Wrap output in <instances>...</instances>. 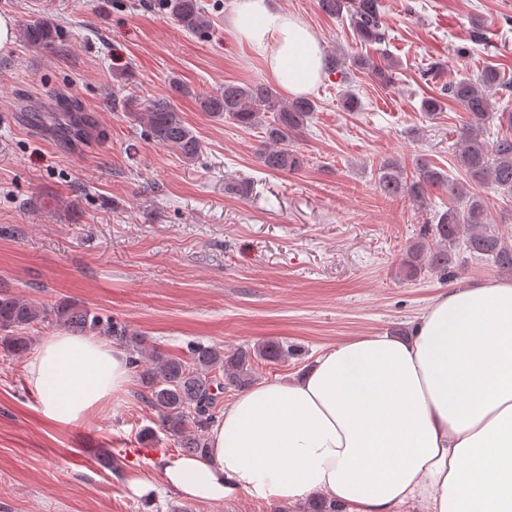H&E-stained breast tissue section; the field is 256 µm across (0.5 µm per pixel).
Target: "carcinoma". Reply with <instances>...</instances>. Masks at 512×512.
<instances>
[{"mask_svg":"<svg viewBox=\"0 0 512 512\" xmlns=\"http://www.w3.org/2000/svg\"><path fill=\"white\" fill-rule=\"evenodd\" d=\"M158 7L184 31L201 37L211 33L212 23L200 0H161ZM319 9L330 17L349 16L357 39L380 43L388 36L381 0H318ZM19 36L41 49L61 45V27L44 17L22 25ZM352 65L371 71L382 85L391 84L393 65L389 59L374 64L365 57L352 58ZM502 85L500 73L487 67L475 76H463L444 88V95L460 102L468 122L456 159L465 175L460 181L435 168L426 157L415 159L410 175L395 159L383 160L377 169L376 189L387 199L405 197L416 205L427 204L428 192L438 190L448 196V208L430 220L431 243L414 244L403 255L398 270L407 281L426 274L448 279L460 272L457 243L475 258L490 261L499 271L512 275V240L489 227L488 207L471 192L474 185L490 184L512 198V134L490 138L492 119L512 127L511 112L495 111L493 92ZM199 108L214 118L229 119L245 129L263 128L268 147L259 158L271 171L288 173L300 169L303 160L287 147L316 111L309 97L284 99L264 83L228 81L217 91L195 95ZM72 114L44 110L32 119L61 137L81 138L86 119L74 101H64ZM122 109L142 124L154 142L170 147L188 162L201 154V144L167 98L123 100ZM54 325L79 336L98 335L115 341L129 352V366L141 382L140 397L157 414V427L174 438L182 452L203 457L207 454L206 433L221 417L219 398L226 391L251 387L256 380L253 362L276 363L288 358V347L266 341L231 352L218 345H188L184 358L167 355L149 347L146 338L111 318L75 302L51 307L21 297L0 286V351L6 356H22L33 344L36 325ZM304 512H343V506L323 497L308 499Z\"/></svg>","mask_w":512,"mask_h":512,"instance_id":"obj_1","label":"carcinoma"}]
</instances>
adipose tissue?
<instances>
[{
  "instance_id": "adipose-tissue-1",
  "label": "adipose tissue",
  "mask_w": 512,
  "mask_h": 512,
  "mask_svg": "<svg viewBox=\"0 0 512 512\" xmlns=\"http://www.w3.org/2000/svg\"><path fill=\"white\" fill-rule=\"evenodd\" d=\"M228 27L290 96L319 84L318 34L273 0H232ZM25 375L42 418L71 426L125 394L130 369L123 348L59 331ZM207 438V458L162 467L163 485L194 502L242 491L288 503L319 494L350 512L414 497L431 512H512V279L439 295L409 337L355 338L298 379L253 386Z\"/></svg>"
}]
</instances>
